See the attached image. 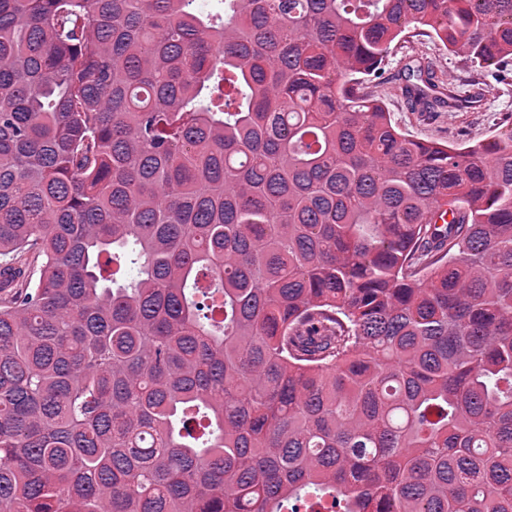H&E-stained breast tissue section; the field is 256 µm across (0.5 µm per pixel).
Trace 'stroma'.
<instances>
[{"label":"stroma","mask_w":512,"mask_h":512,"mask_svg":"<svg viewBox=\"0 0 512 512\" xmlns=\"http://www.w3.org/2000/svg\"><path fill=\"white\" fill-rule=\"evenodd\" d=\"M420 58L432 62L445 83L475 87L481 99L479 106L463 112L411 111L400 92L402 70ZM365 86L385 101L403 131L424 141L476 143L512 123V71L498 81L482 79L480 69L470 67L432 37L401 41L382 72L369 76Z\"/></svg>","instance_id":"stroma-1"}]
</instances>
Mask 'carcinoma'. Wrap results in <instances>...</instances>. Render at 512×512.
<instances>
[{
    "label": "carcinoma",
    "mask_w": 512,
    "mask_h": 512,
    "mask_svg": "<svg viewBox=\"0 0 512 512\" xmlns=\"http://www.w3.org/2000/svg\"><path fill=\"white\" fill-rule=\"evenodd\" d=\"M196 4L0 0V512H512V0ZM420 58L432 62L447 85L470 88L479 83L471 88L479 92L480 105L465 112H412L399 86L405 65H414ZM461 59L435 38H407L397 44L382 72L367 78L366 91L385 101L403 131L423 141L476 143L489 139L512 122V70L503 79L490 82L480 76L484 69L471 68Z\"/></svg>",
    "instance_id": "carcinoma-1"
}]
</instances>
